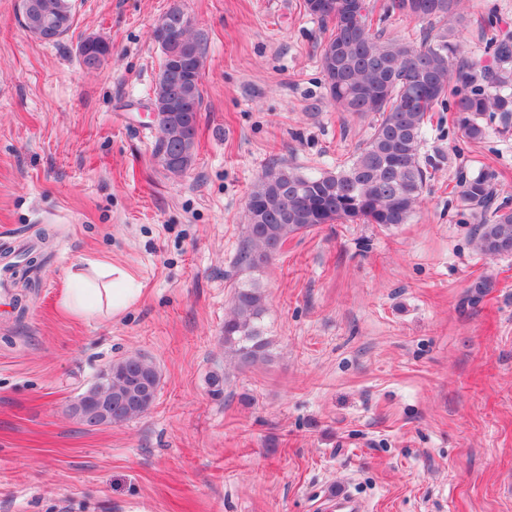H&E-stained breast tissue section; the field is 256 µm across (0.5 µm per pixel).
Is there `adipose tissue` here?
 Masks as SVG:
<instances>
[{
	"label": "adipose tissue",
	"mask_w": 512,
	"mask_h": 512,
	"mask_svg": "<svg viewBox=\"0 0 512 512\" xmlns=\"http://www.w3.org/2000/svg\"><path fill=\"white\" fill-rule=\"evenodd\" d=\"M141 288L126 269L98 259L70 272L62 292L60 308L66 315L90 321L102 311L119 315L139 300Z\"/></svg>",
	"instance_id": "adipose-tissue-1"
}]
</instances>
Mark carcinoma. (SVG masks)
Returning a JSON list of instances; mask_svg holds the SVG:
<instances>
[{
	"instance_id": "1",
	"label": "carcinoma",
	"mask_w": 512,
	"mask_h": 512,
	"mask_svg": "<svg viewBox=\"0 0 512 512\" xmlns=\"http://www.w3.org/2000/svg\"><path fill=\"white\" fill-rule=\"evenodd\" d=\"M40 11L21 10L26 31L45 43H56L73 25L74 0H35ZM317 8L304 0L308 15L331 25L329 37L318 44L319 62L330 99L341 112L378 115L373 132L347 165L335 171L307 173L290 164L269 167L254 183L246 201L243 236L234 264L256 271L268 264L289 239L322 224L357 221L394 226L413 215L438 160L422 156L430 113H451L452 128L468 142L484 140L488 121L501 134L512 132V32L491 40L492 60L465 54L456 36L464 20V0H385L379 19L397 15L424 24L423 37H387L373 25L375 4L360 0H325ZM182 10L165 13L167 27L179 29L180 39L151 30L162 59L152 90L151 106L158 131L171 136L168 149L185 153L188 171L195 160L199 112L203 102L204 36L183 26ZM78 52L89 71L99 69L111 47L96 37L79 43ZM495 172L483 169L462 177L454 188L460 206L477 221L476 248L486 256L512 254V207L493 205ZM265 307L261 288L235 289L224 319V354L240 369L268 357V341L259 326ZM136 372L159 385L154 364L140 355L112 363V424L145 414L156 395L137 398L127 375Z\"/></svg>"
}]
</instances>
